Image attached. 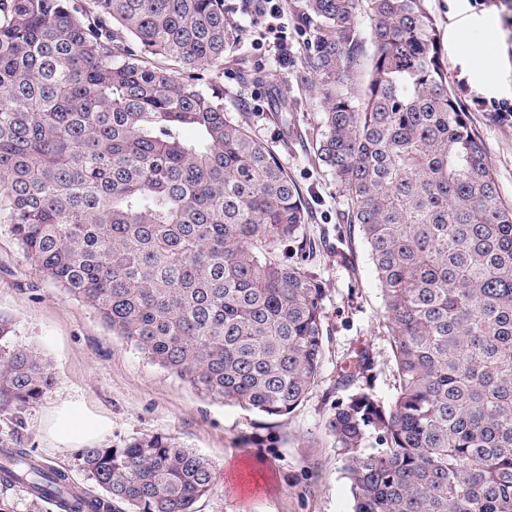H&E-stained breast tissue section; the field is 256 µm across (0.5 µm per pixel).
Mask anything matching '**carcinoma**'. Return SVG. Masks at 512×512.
Returning <instances> with one entry per match:
<instances>
[{"label":"carcinoma","instance_id":"cac0c4a2","mask_svg":"<svg viewBox=\"0 0 512 512\" xmlns=\"http://www.w3.org/2000/svg\"><path fill=\"white\" fill-rule=\"evenodd\" d=\"M298 21L316 152L369 250L398 377L388 403L361 388L328 423L354 512H512V204L448 89L440 30L425 0H304ZM230 37L224 0H0V223L154 364L281 417L318 378L323 291L303 195L224 112ZM8 333L0 318V407L21 411L54 376ZM370 371L364 351L345 380ZM0 455V483L61 512H196L214 484L162 436L83 449L98 497L26 448Z\"/></svg>","mask_w":512,"mask_h":512}]
</instances>
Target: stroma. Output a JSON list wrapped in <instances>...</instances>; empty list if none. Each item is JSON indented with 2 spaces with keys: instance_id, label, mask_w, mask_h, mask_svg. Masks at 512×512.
Returning a JSON list of instances; mask_svg holds the SVG:
<instances>
[{
  "instance_id": "35a3bbf8",
  "label": "stroma",
  "mask_w": 512,
  "mask_h": 512,
  "mask_svg": "<svg viewBox=\"0 0 512 512\" xmlns=\"http://www.w3.org/2000/svg\"><path fill=\"white\" fill-rule=\"evenodd\" d=\"M301 0H282L288 58L280 60L258 24L252 0H224L233 38L220 70L224 110L276 150L310 211L305 233L317 248L311 261L323 288L324 346L318 379L291 413L261 417L201 396L152 364L102 325L95 312L48 280L0 223V315L12 322L15 344L40 349L55 383L21 415L0 408V442L20 441L42 461L64 470L87 493L99 494L78 448H53L40 431L46 410L80 402L106 417L102 444L121 448L135 439L172 438L211 464L213 491L197 512H352L343 461L328 422L351 394L343 377L356 355L373 361V393L389 400L397 386L392 338L368 250L343 221L347 200L315 143L323 127L318 85L301 80L300 60L310 37L297 21ZM440 31L450 15L466 23L445 41L448 87L486 146L501 198L512 204V120L494 112L512 103V0H425ZM481 55L475 80L462 78L461 50Z\"/></svg>"
}]
</instances>
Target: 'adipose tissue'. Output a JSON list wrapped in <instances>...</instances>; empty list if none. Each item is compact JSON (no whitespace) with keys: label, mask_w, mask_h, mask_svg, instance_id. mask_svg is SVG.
<instances>
[{"label":"adipose tissue","mask_w":512,"mask_h":512,"mask_svg":"<svg viewBox=\"0 0 512 512\" xmlns=\"http://www.w3.org/2000/svg\"><path fill=\"white\" fill-rule=\"evenodd\" d=\"M108 430L106 418L73 400L60 401L47 411L42 421L46 440L56 448L92 447Z\"/></svg>","instance_id":"ef3b65f1"}]
</instances>
